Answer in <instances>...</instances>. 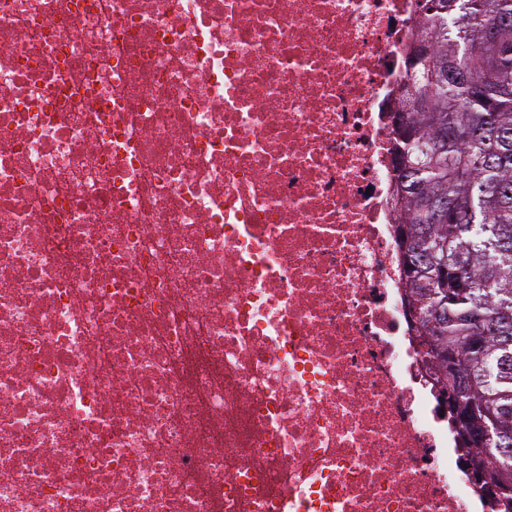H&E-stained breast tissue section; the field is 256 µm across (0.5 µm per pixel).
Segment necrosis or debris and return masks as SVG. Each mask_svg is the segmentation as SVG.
Returning <instances> with one entry per match:
<instances>
[{"mask_svg":"<svg viewBox=\"0 0 512 512\" xmlns=\"http://www.w3.org/2000/svg\"><path fill=\"white\" fill-rule=\"evenodd\" d=\"M417 0H0V512H496L415 336Z\"/></svg>","mask_w":512,"mask_h":512,"instance_id":"1","label":"necrosis or debris"}]
</instances>
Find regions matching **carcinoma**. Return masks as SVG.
Instances as JSON below:
<instances>
[{
  "mask_svg": "<svg viewBox=\"0 0 512 512\" xmlns=\"http://www.w3.org/2000/svg\"><path fill=\"white\" fill-rule=\"evenodd\" d=\"M421 2L391 138L405 299L436 384L491 431L488 470L512 482L497 452L512 448V0ZM442 268L466 287L441 292Z\"/></svg>",
  "mask_w": 512,
  "mask_h": 512,
  "instance_id": "cac0c4a2",
  "label": "carcinoma"
}]
</instances>
